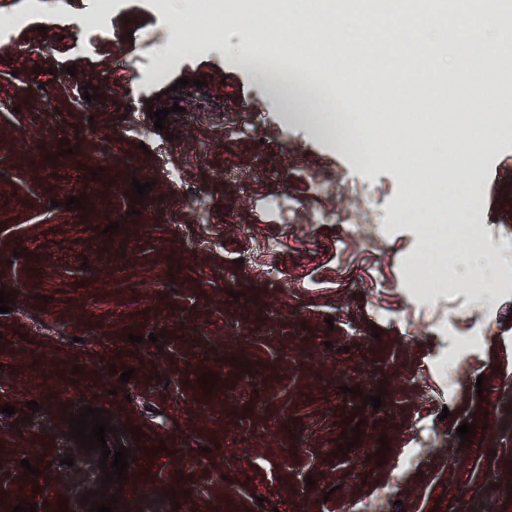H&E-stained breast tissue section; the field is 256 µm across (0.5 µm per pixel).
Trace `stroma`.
Wrapping results in <instances>:
<instances>
[{
    "label": "stroma",
    "mask_w": 512,
    "mask_h": 512,
    "mask_svg": "<svg viewBox=\"0 0 512 512\" xmlns=\"http://www.w3.org/2000/svg\"><path fill=\"white\" fill-rule=\"evenodd\" d=\"M1 12L0 512H88L91 489L121 512H512V288L417 293L396 211L427 173L415 145L360 166L326 106L257 83L224 39L182 50L170 0ZM482 153L484 249L512 275V128ZM70 405L111 411L125 489L68 438Z\"/></svg>",
    "instance_id": "stroma-1"
}]
</instances>
